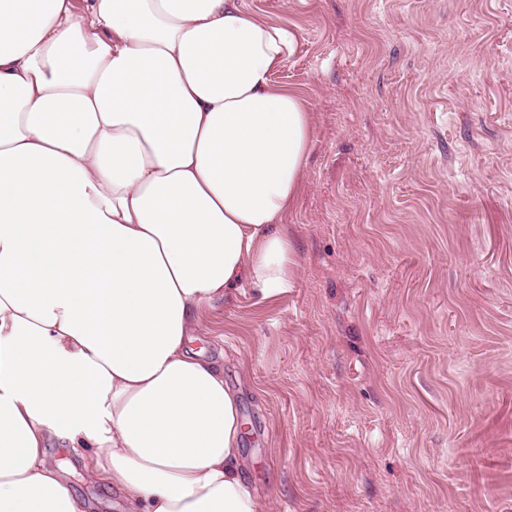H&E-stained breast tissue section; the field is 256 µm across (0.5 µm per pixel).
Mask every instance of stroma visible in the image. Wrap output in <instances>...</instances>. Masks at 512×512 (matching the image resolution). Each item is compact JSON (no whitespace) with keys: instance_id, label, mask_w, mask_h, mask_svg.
<instances>
[{"instance_id":"1","label":"stroma","mask_w":512,"mask_h":512,"mask_svg":"<svg viewBox=\"0 0 512 512\" xmlns=\"http://www.w3.org/2000/svg\"><path fill=\"white\" fill-rule=\"evenodd\" d=\"M316 137L288 293L203 317L269 512H512V0H243ZM94 451L46 444L84 512Z\"/></svg>"}]
</instances>
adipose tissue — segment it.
Masks as SVG:
<instances>
[{
    "mask_svg": "<svg viewBox=\"0 0 512 512\" xmlns=\"http://www.w3.org/2000/svg\"><path fill=\"white\" fill-rule=\"evenodd\" d=\"M296 43L242 0H0V512H83L51 435L127 512H267L193 342L297 279Z\"/></svg>",
    "mask_w": 512,
    "mask_h": 512,
    "instance_id": "obj_1",
    "label": "adipose tissue"
}]
</instances>
